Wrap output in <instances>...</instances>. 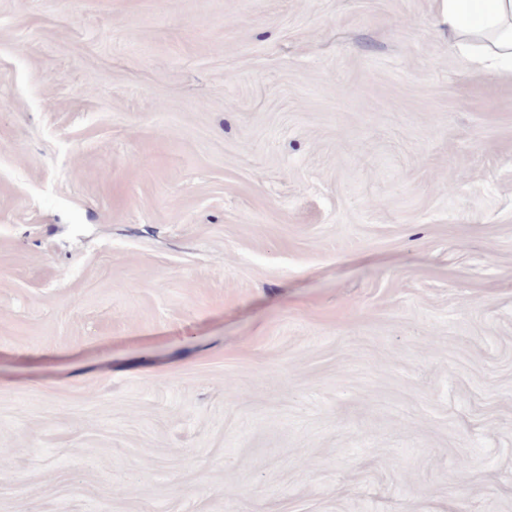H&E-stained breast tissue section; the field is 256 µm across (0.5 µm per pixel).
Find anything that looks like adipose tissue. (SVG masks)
I'll use <instances>...</instances> for the list:
<instances>
[{
  "mask_svg": "<svg viewBox=\"0 0 512 512\" xmlns=\"http://www.w3.org/2000/svg\"><path fill=\"white\" fill-rule=\"evenodd\" d=\"M439 14L469 61L491 73H512V0H440Z\"/></svg>",
  "mask_w": 512,
  "mask_h": 512,
  "instance_id": "obj_1",
  "label": "adipose tissue"
}]
</instances>
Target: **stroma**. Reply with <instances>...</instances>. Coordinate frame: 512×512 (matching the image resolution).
Wrapping results in <instances>:
<instances>
[{"instance_id": "35a3bbf8", "label": "stroma", "mask_w": 512, "mask_h": 512, "mask_svg": "<svg viewBox=\"0 0 512 512\" xmlns=\"http://www.w3.org/2000/svg\"><path fill=\"white\" fill-rule=\"evenodd\" d=\"M0 512H512V77L437 0H0Z\"/></svg>"}]
</instances>
